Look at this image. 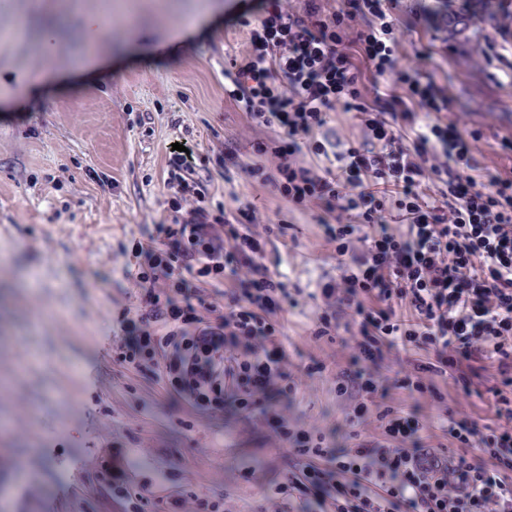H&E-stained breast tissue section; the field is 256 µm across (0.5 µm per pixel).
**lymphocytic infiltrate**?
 Here are the masks:
<instances>
[{
  "instance_id": "1",
  "label": "lymphocytic infiltrate",
  "mask_w": 512,
  "mask_h": 512,
  "mask_svg": "<svg viewBox=\"0 0 512 512\" xmlns=\"http://www.w3.org/2000/svg\"><path fill=\"white\" fill-rule=\"evenodd\" d=\"M394 6L305 0L298 14L267 0L248 24L247 52L224 73L225 94L275 129L253 146L274 171L255 165L250 177L291 208L321 211L338 274L312 294V335L347 334L351 365L337 372L336 393L350 402L347 424L376 419L381 440L340 447L290 420L297 383L277 315L299 301L264 262L286 226L259 223L249 207L211 209L183 154L168 161L177 217L157 226L159 246L132 241L124 274L142 293L112 312L115 362L154 372L193 413L220 419L230 409L270 431L289 465L264 489L270 512H287L293 498L314 512H512V176L478 174L480 132L441 119L454 104L448 88L398 67ZM358 56L374 79H390L388 93L365 98ZM338 109L353 113L361 144L321 135ZM304 152L319 165H301ZM193 280L227 282L223 312L203 317ZM397 347L428 356L401 380L413 395L437 396L433 376L490 361L496 425L448 422L449 438L483 463L426 445L418 411L377 402L371 369ZM120 461V449L106 448L97 464L117 512H224L223 497L168 471L130 477Z\"/></svg>"
}]
</instances>
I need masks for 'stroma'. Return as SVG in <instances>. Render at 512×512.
Wrapping results in <instances>:
<instances>
[{
    "label": "stroma",
    "instance_id": "35a3bbf8",
    "mask_svg": "<svg viewBox=\"0 0 512 512\" xmlns=\"http://www.w3.org/2000/svg\"><path fill=\"white\" fill-rule=\"evenodd\" d=\"M264 0H0V512H103L91 463L100 448L125 451L133 473L180 471L190 489L220 494L226 512H262V486L288 467L264 428L230 414L191 415L152 374L114 364L112 310L139 295L123 273L122 243L148 240L174 214L166 199L173 144L190 152L212 207L254 206L261 223L287 213L286 237L266 263L300 289L283 315V343L299 386L289 414L350 443L336 373L348 367L340 338L314 339L311 297L336 273L318 209L288 210L247 174L252 145L273 128L251 122L224 93V71L247 49L244 11ZM499 5L486 0H397L400 65L450 87L454 113L482 131L481 171L512 172V87L480 61L481 34ZM201 14L199 28H177ZM112 17L90 43L87 20ZM322 372L307 374L311 361ZM404 353L386 352V405L420 409L429 445L451 446L445 413L495 421L490 375L474 395L456 370L435 383L439 404L399 385ZM191 420V430L180 420ZM24 461L25 475L14 471ZM253 468L252 479L241 472Z\"/></svg>",
    "mask_w": 512,
    "mask_h": 512
}]
</instances>
